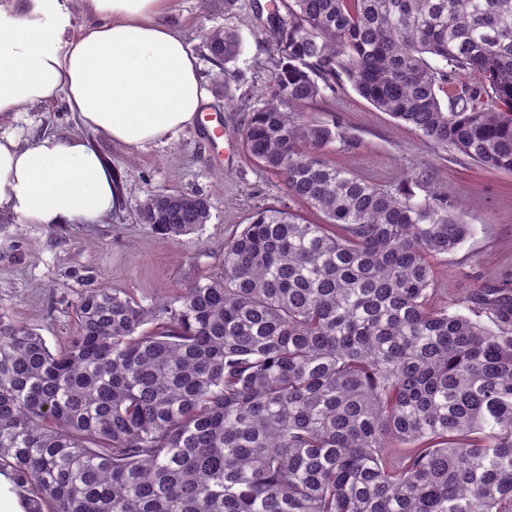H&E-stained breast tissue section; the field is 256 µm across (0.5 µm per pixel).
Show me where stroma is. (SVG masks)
I'll return each instance as SVG.
<instances>
[{"label": "stroma", "mask_w": 512, "mask_h": 512, "mask_svg": "<svg viewBox=\"0 0 512 512\" xmlns=\"http://www.w3.org/2000/svg\"><path fill=\"white\" fill-rule=\"evenodd\" d=\"M274 0H238L224 12L203 0H175L170 21L187 36L211 100L210 120L178 132L164 144L136 149L81 126L64 100L39 104L10 126L21 143L71 130L79 134L123 182L118 208L91 224H30L0 213V317L35 329L49 349L77 333L76 305L84 290L104 288L156 307L197 280L219 274L224 245L257 209L277 206L317 223L321 216L286 195L281 175L257 165L243 150L240 133L271 80ZM214 28L238 34L237 58L213 60L205 36ZM308 115L336 122L346 135L327 157L355 175L396 188L407 173L429 170L448 191L450 209L469 233L458 247L432 261L434 286L449 311L489 322L468 303L488 288L512 293V172H492L461 153L424 141L352 89L314 101ZM224 136L211 141L213 126ZM199 195L210 218L197 230L167 241L142 222L151 192Z\"/></svg>", "instance_id": "35a3bbf8"}]
</instances>
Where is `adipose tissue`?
<instances>
[{"label": "adipose tissue", "instance_id": "ef3b65f1", "mask_svg": "<svg viewBox=\"0 0 512 512\" xmlns=\"http://www.w3.org/2000/svg\"><path fill=\"white\" fill-rule=\"evenodd\" d=\"M65 0L0 7V213L31 224L95 221L117 208L122 185L78 136L20 143L5 123L64 99L83 126L137 148L168 142L209 98L197 58L167 17L172 0Z\"/></svg>", "mask_w": 512, "mask_h": 512}]
</instances>
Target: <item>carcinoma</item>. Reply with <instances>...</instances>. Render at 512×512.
<instances>
[{
  "mask_svg": "<svg viewBox=\"0 0 512 512\" xmlns=\"http://www.w3.org/2000/svg\"><path fill=\"white\" fill-rule=\"evenodd\" d=\"M284 13H279V10ZM271 83L242 132L314 224L257 210L223 271L156 308L90 288L53 352L0 319V471L31 512H512V298L449 312L430 259L469 233L325 159L302 108L347 82L440 148L512 172V0H279ZM228 64L238 35L214 30ZM483 81L439 93L462 73ZM153 193L143 223H207Z\"/></svg>",
  "mask_w": 512,
  "mask_h": 512,
  "instance_id": "carcinoma-1",
  "label": "carcinoma"
}]
</instances>
